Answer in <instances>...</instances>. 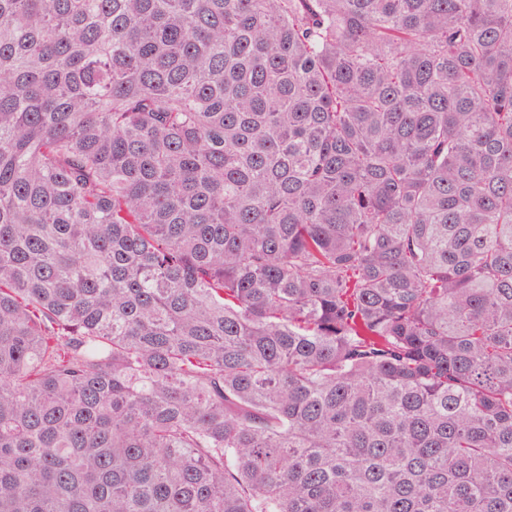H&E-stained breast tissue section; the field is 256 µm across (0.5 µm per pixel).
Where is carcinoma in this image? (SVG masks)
<instances>
[{
	"mask_svg": "<svg viewBox=\"0 0 512 512\" xmlns=\"http://www.w3.org/2000/svg\"><path fill=\"white\" fill-rule=\"evenodd\" d=\"M0 512H512V0H0Z\"/></svg>",
	"mask_w": 512,
	"mask_h": 512,
	"instance_id": "1",
	"label": "carcinoma"
}]
</instances>
